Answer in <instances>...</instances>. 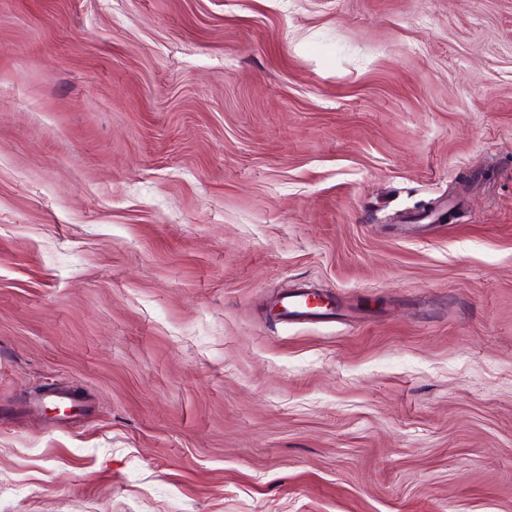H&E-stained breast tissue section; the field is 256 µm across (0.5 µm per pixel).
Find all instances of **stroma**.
I'll list each match as a JSON object with an SVG mask.
<instances>
[{"label": "stroma", "mask_w": 512, "mask_h": 512, "mask_svg": "<svg viewBox=\"0 0 512 512\" xmlns=\"http://www.w3.org/2000/svg\"><path fill=\"white\" fill-rule=\"evenodd\" d=\"M0 512H512V0H0ZM279 306L278 318L287 323L305 322H336L339 316L347 317L346 311L336 302L332 305L328 302L324 306H316L309 303L305 294L288 292L282 295L276 302Z\"/></svg>", "instance_id": "stroma-1"}]
</instances>
